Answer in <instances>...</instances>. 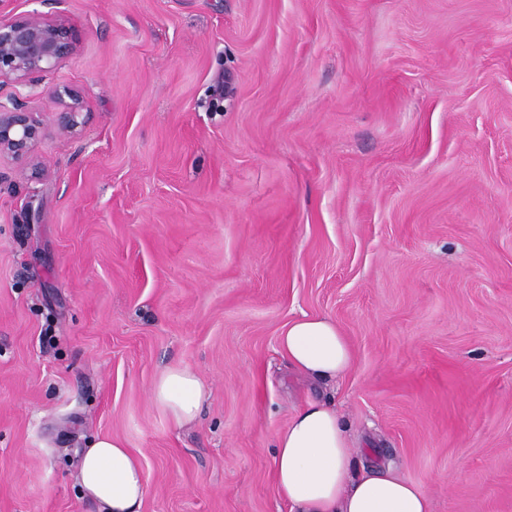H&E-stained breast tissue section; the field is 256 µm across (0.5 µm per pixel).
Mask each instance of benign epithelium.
I'll list each match as a JSON object with an SVG mask.
<instances>
[{"label": "benign epithelium", "instance_id": "1", "mask_svg": "<svg viewBox=\"0 0 512 512\" xmlns=\"http://www.w3.org/2000/svg\"><path fill=\"white\" fill-rule=\"evenodd\" d=\"M71 26L59 11L33 12L0 19V155L30 162L42 128L22 88L38 84L76 51ZM59 100V135L72 138L83 126V102L70 89L54 92Z\"/></svg>", "mask_w": 512, "mask_h": 512}]
</instances>
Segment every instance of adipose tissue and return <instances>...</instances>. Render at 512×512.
I'll use <instances>...</instances> for the list:
<instances>
[{"instance_id": "obj_1", "label": "adipose tissue", "mask_w": 512, "mask_h": 512, "mask_svg": "<svg viewBox=\"0 0 512 512\" xmlns=\"http://www.w3.org/2000/svg\"><path fill=\"white\" fill-rule=\"evenodd\" d=\"M279 351L288 363L315 380L342 377L352 347L336 322L302 315L286 324ZM207 387L188 366H170L151 387L158 410L175 426L198 418ZM347 426L332 404L307 403L275 438L273 470L280 496L294 512H431L428 497L392 468H367L352 476ZM75 483L97 512H141L147 485L140 460L123 442L101 437L79 458Z\"/></svg>"}]
</instances>
